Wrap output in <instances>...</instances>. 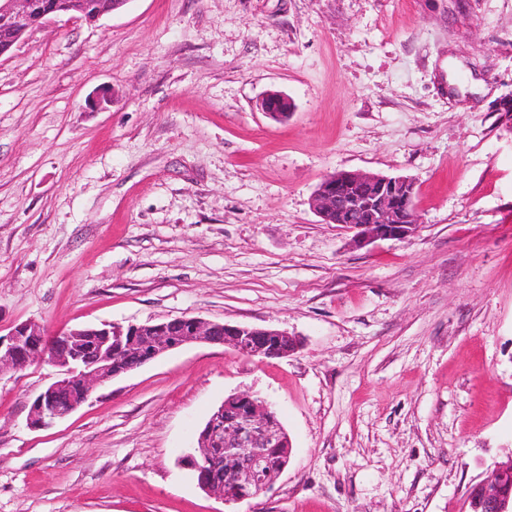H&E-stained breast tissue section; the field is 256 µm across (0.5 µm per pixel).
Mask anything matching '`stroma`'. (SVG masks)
I'll return each mask as SVG.
<instances>
[{"label": "stroma", "mask_w": 512, "mask_h": 512, "mask_svg": "<svg viewBox=\"0 0 512 512\" xmlns=\"http://www.w3.org/2000/svg\"><path fill=\"white\" fill-rule=\"evenodd\" d=\"M341 170L412 178L415 235L322 223ZM184 315L299 347L190 343L46 430L58 368L0 373V512H471L512 458V0H128L28 30L0 57V330ZM237 391L291 452L227 504L182 459ZM261 108L269 116L280 119L288 115V112L291 111L292 103L287 96L277 91L267 94L262 99Z\"/></svg>", "instance_id": "1"}]
</instances>
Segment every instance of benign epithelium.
<instances>
[{
    "label": "benign epithelium",
    "instance_id": "obj_1",
    "mask_svg": "<svg viewBox=\"0 0 512 512\" xmlns=\"http://www.w3.org/2000/svg\"><path fill=\"white\" fill-rule=\"evenodd\" d=\"M127 0H0V56L9 52L27 30L48 17L70 14L95 21L114 12ZM261 108L280 119L292 103L280 92L267 94ZM415 184L401 176L342 170L325 176L312 196V208L326 224H343L354 231L361 246L378 240H404L417 232ZM228 345L247 357L279 358L297 347L295 337L276 329L255 328L182 316L156 323L71 329L55 336L30 322L0 334V372L21 370L47 361L60 368V378L32 401L29 425L47 429L85 402L98 386L134 371L162 354L187 343ZM197 455L208 461L219 451L235 463L224 485L204 479L200 486L227 503L249 499L246 489L266 491L285 468L280 448L288 435L275 412L249 392L224 398L198 437ZM508 466L501 464L480 484L489 512H512V484Z\"/></svg>",
    "mask_w": 512,
    "mask_h": 512
}]
</instances>
